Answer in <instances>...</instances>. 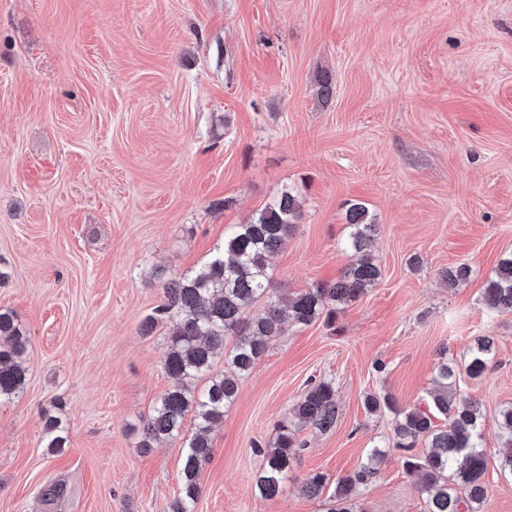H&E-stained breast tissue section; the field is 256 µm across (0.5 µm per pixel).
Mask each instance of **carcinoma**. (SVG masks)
<instances>
[{
    "instance_id": "obj_1",
    "label": "carcinoma",
    "mask_w": 512,
    "mask_h": 512,
    "mask_svg": "<svg viewBox=\"0 0 512 512\" xmlns=\"http://www.w3.org/2000/svg\"><path fill=\"white\" fill-rule=\"evenodd\" d=\"M301 212L297 189L284 185L257 215L234 225L224 235L223 247L199 268L172 278L166 277L162 268L152 271V277L162 282L164 300L145 319L143 329L150 331L159 322L168 325L163 365L175 384L160 396L143 421L138 447L149 451L159 440L179 436L189 412L195 421V432L183 445L181 492L169 512H195L201 466L211 456L212 430L224 421V413L237 399L239 379L252 370L268 343L282 335L285 324L307 326L320 319L331 323L338 308L359 299L381 277L370 253L379 224L364 203L354 202L346 210L345 246L351 251V264L332 283H317L300 293H279L268 258L287 243ZM470 275L471 268L464 264L443 273L450 288ZM262 299L266 301L264 312L247 317V310ZM483 304L492 310H512V255L500 259L487 278ZM28 346L29 337L14 314L1 310L0 399H11L23 390ZM494 355L493 339L477 337L468 350L467 375L482 377ZM219 357L224 358V373L213 375V364ZM458 375L456 363H438L436 389L426 409L402 408L390 394H370L364 400L371 414L384 410L393 414L394 447L407 452L404 466L417 475L427 512H480L486 499L485 415L476 400L457 402ZM204 377L208 378L206 387L195 390L193 384ZM438 415L445 421L442 426L435 423ZM291 416V420L278 424L275 441L262 450L264 464L255 484L265 499L280 493L298 447L292 424H309L323 432L336 424L334 381L323 378L310 382ZM494 426L507 448L501 470L512 473V406L499 410ZM420 440L429 451L417 457L410 451ZM43 441L52 455L65 448L67 429L60 418L46 420ZM384 456L385 451L375 447L358 469L337 478L327 512H359L355 502L358 490L374 481Z\"/></svg>"
}]
</instances>
